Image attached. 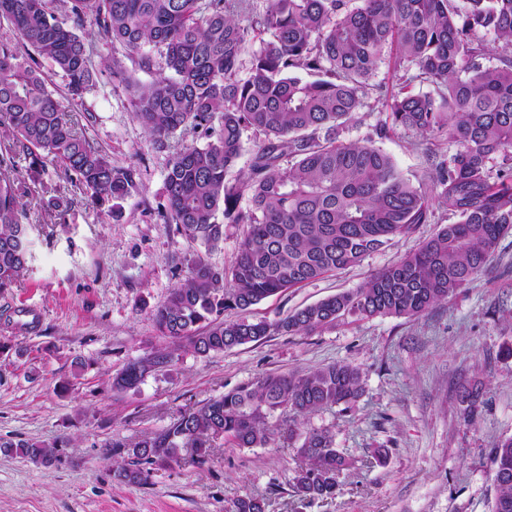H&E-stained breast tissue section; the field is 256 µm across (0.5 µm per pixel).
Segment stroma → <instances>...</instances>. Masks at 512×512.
<instances>
[{
	"mask_svg": "<svg viewBox=\"0 0 512 512\" xmlns=\"http://www.w3.org/2000/svg\"><path fill=\"white\" fill-rule=\"evenodd\" d=\"M77 32L94 49L95 85L83 105H66L78 131L117 167L138 172L120 219L100 214L62 173L19 172L30 223L32 260L0 292V438L51 443L64 436L62 463L45 466L0 453V512H228L244 495L266 498V512H492L491 450L512 437V234L470 286L414 318L345 316L311 334L275 333L206 356L187 341L160 336L151 312L182 283L197 254L229 267L246 227H224L221 249L199 246L160 217L168 151L155 149L128 104L125 78L147 83L126 50L99 33L92 18ZM120 60L124 76L110 64ZM407 175L428 176L427 148L448 151L413 132L381 140ZM70 204L51 210V187ZM420 224L347 270L288 289L251 309L274 320L366 283L437 232ZM158 348L174 352L171 367L149 372L137 389L112 380L129 361ZM86 368L73 376L71 364ZM337 362L359 367L355 402L311 414L306 427L330 430L337 448L356 460L384 448L373 467L344 470L334 498L300 503L290 481L300 464L298 443L282 413L265 448L216 440L202 465L171 463L147 484L120 482L110 438L135 443L166 427L181 410L223 395L256 377ZM481 389L475 419L461 391Z\"/></svg>",
	"mask_w": 512,
	"mask_h": 512,
	"instance_id": "35a3bbf8",
	"label": "stroma"
}]
</instances>
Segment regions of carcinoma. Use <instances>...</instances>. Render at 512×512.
<instances>
[{
	"label": "carcinoma",
	"instance_id": "carcinoma-1",
	"mask_svg": "<svg viewBox=\"0 0 512 512\" xmlns=\"http://www.w3.org/2000/svg\"><path fill=\"white\" fill-rule=\"evenodd\" d=\"M250 10L249 0H0V19L14 33L0 40L1 292L32 258L18 159H30L34 170H63L89 192L92 207L114 218L137 186L136 169L113 166L90 144L42 75L44 62L61 72L74 104L93 88V50L76 33L87 16L138 54L143 70L155 61L141 49H161L167 73L127 87L149 143L170 152L165 223L208 252L224 244V225H247L231 267L195 258L185 281L153 309L160 335L206 356L274 331L310 334L346 315L417 317L478 279L512 234V0H267L263 14ZM490 35L497 47L488 65ZM256 41L241 78L242 57ZM385 61L392 90L370 84ZM417 83L432 91L413 92ZM371 91L384 118L360 141L341 138ZM399 130L448 142L446 157L428 151V182L414 184L375 145ZM247 131L254 134L249 172L236 174ZM198 133L206 143L184 140ZM436 204L457 221L364 285L276 321L249 318L259 301L354 267L418 224L438 223ZM227 310L236 318H224ZM173 361L172 352L154 350L128 363L113 387L134 389ZM360 391L361 372L351 363L268 374L179 412L132 445L109 439L104 447L127 455L117 477L142 485L184 451L204 464L218 438L239 448L269 445V417L279 410L301 425ZM460 401L474 415L479 389L464 390ZM299 439L305 466L292 477L295 496H335L351 462L326 429L305 428ZM59 447L0 440V448L42 465L61 462ZM492 465V512H512V438L493 448ZM229 512H266V502L244 495Z\"/></svg>",
	"mask_w": 512,
	"mask_h": 512
}]
</instances>
